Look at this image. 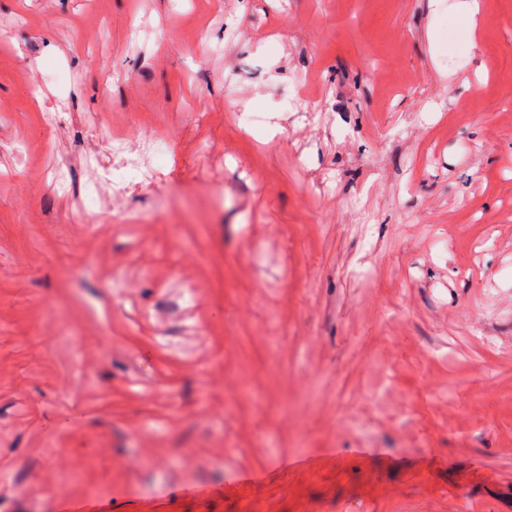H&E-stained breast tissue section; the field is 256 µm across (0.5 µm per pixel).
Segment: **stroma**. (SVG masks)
Segmentation results:
<instances>
[{"label": "stroma", "instance_id": "1", "mask_svg": "<svg viewBox=\"0 0 512 512\" xmlns=\"http://www.w3.org/2000/svg\"><path fill=\"white\" fill-rule=\"evenodd\" d=\"M455 3L0 0V512H512V0Z\"/></svg>", "mask_w": 512, "mask_h": 512}]
</instances>
